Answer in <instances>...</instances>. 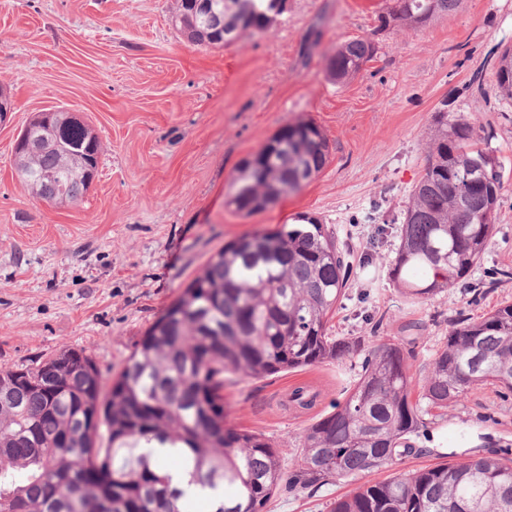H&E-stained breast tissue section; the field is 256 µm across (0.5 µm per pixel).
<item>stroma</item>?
<instances>
[{
    "label": "stroma",
    "instance_id": "obj_1",
    "mask_svg": "<svg viewBox=\"0 0 512 512\" xmlns=\"http://www.w3.org/2000/svg\"><path fill=\"white\" fill-rule=\"evenodd\" d=\"M381 5L288 0L267 34L213 49L172 26L175 0H0V88L14 103L0 123V367L75 348L111 380L211 254L298 213L328 226L353 269L330 335L410 344L414 382L453 323L512 302V275H502L512 272V103L493 90L499 56L512 46V0H464L448 17L397 32L378 30ZM359 37L375 43L374 60L332 83L327 58ZM49 109L80 113L101 141L98 173L76 206L32 197L12 168L20 131ZM439 111L472 118L496 161L497 230L470 275L412 303L388 270ZM297 119L327 136L323 171L267 211L227 209L239 162ZM350 379L332 363L228 375L224 423L298 447ZM305 385L319 393L312 410L282 407ZM414 445L421 453L404 470L441 452L458 461L512 455V394L471 390ZM353 486L281 492L266 512H327Z\"/></svg>",
    "mask_w": 512,
    "mask_h": 512
}]
</instances>
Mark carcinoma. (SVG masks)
<instances>
[{
    "mask_svg": "<svg viewBox=\"0 0 512 512\" xmlns=\"http://www.w3.org/2000/svg\"><path fill=\"white\" fill-rule=\"evenodd\" d=\"M176 29L222 48L191 0H175ZM233 39L269 32L276 0H233ZM463 0H392L382 30L416 29L462 8ZM376 54L360 37L326 60L329 78L355 77ZM494 90L512 101V48L501 54ZM40 146L15 152L14 167L36 179L40 198L75 204L90 186L101 144L85 123L53 120ZM464 115L437 112L423 173L403 209L389 278L407 300L431 299L468 276L496 230L501 175ZM321 129L298 120L242 160L226 205L248 217L300 191L326 166ZM484 169L491 178L467 182ZM350 265L333 233L314 217L246 234L219 248L176 301L139 338L104 387L94 359L65 348L47 360L0 369V512H264L278 493L373 470H394L334 499L328 512H512V459L488 452L415 471L400 465L422 450L411 437L442 417L448 403L491 385L512 393V303L502 302L448 331L414 392L409 353L372 336H331ZM325 363L354 372L344 400L300 437L288 468L283 449L246 429L224 426V375L260 379ZM295 389L289 402L313 407ZM166 449L170 468L145 448ZM235 493L228 496L225 488Z\"/></svg>",
    "mask_w": 512,
    "mask_h": 512,
    "instance_id": "1",
    "label": "carcinoma"
}]
</instances>
